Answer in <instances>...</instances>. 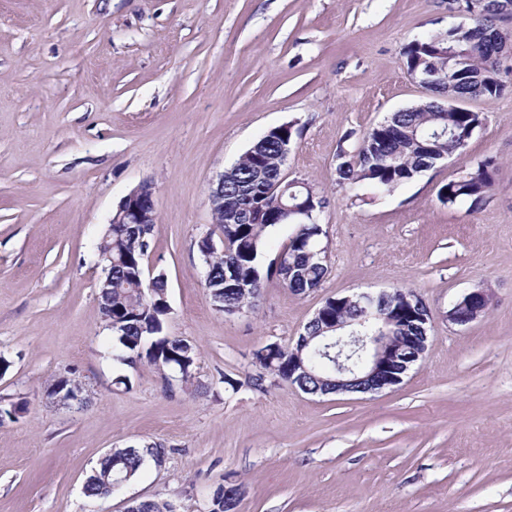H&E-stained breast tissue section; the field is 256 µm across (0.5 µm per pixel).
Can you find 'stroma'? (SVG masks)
<instances>
[{
	"instance_id": "obj_1",
	"label": "stroma",
	"mask_w": 512,
	"mask_h": 512,
	"mask_svg": "<svg viewBox=\"0 0 512 512\" xmlns=\"http://www.w3.org/2000/svg\"><path fill=\"white\" fill-rule=\"evenodd\" d=\"M448 0H0V512H125L131 498L206 512H512V53L503 89L465 100L482 123L393 192L336 181L337 154L429 100L400 52L473 25ZM290 124L285 165L327 201L329 271L295 295L266 282L227 315L202 282L208 190L266 130ZM496 170L480 206L440 188ZM151 182L147 263L167 278L164 332L197 350L192 382L112 357L97 301L96 242L118 202ZM410 289L428 350L377 394L310 395L262 375L255 353L293 346L330 297ZM487 312L450 321L470 291ZM84 406L48 397L60 377ZM159 444L121 494L85 497L115 448ZM489 304V295L483 290H473L463 296V298L458 301L454 308L451 310L449 317L450 320L459 325L468 324L474 320H476L479 316L483 314L485 309ZM469 307L471 309L470 316L467 320L462 321L459 317L457 311L462 307Z\"/></svg>"
}]
</instances>
